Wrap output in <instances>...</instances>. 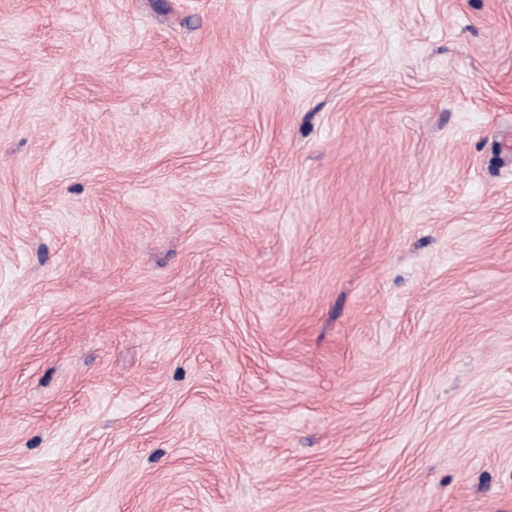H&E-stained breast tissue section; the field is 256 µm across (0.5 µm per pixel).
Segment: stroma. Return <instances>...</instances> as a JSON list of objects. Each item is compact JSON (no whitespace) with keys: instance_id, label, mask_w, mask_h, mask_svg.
<instances>
[{"instance_id":"obj_1","label":"stroma","mask_w":512,"mask_h":512,"mask_svg":"<svg viewBox=\"0 0 512 512\" xmlns=\"http://www.w3.org/2000/svg\"><path fill=\"white\" fill-rule=\"evenodd\" d=\"M0 512H512V0H0Z\"/></svg>"}]
</instances>
